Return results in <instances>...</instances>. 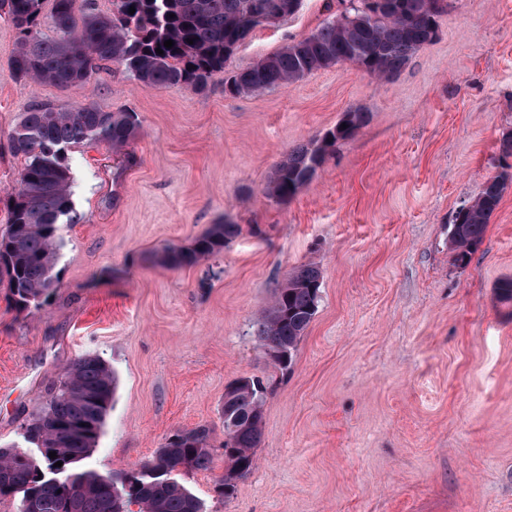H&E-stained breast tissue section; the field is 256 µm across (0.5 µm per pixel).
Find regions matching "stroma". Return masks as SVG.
<instances>
[{
    "label": "stroma",
    "instance_id": "1",
    "mask_svg": "<svg viewBox=\"0 0 512 512\" xmlns=\"http://www.w3.org/2000/svg\"><path fill=\"white\" fill-rule=\"evenodd\" d=\"M335 0L257 28L200 92L142 88L107 63L85 90L18 80L19 40L0 18V233L19 178L9 135L39 102L131 111L116 152L73 148L78 223L61 225V286L15 309L0 288V445L93 354L117 387L87 464L136 468L167 437L209 431L213 464L182 474L206 512H512V185L468 264L456 263L457 209L498 174L512 129V0H450L439 36L388 79L339 64L283 87L225 91L230 72L315 31ZM360 107L367 124L281 202L276 164ZM223 250L161 260L211 225ZM322 272L316 315L281 370L260 319L296 267ZM262 381L255 466L232 497L224 471L225 388Z\"/></svg>",
    "mask_w": 512,
    "mask_h": 512
}]
</instances>
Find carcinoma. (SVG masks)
I'll return each mask as SVG.
<instances>
[{"label": "carcinoma", "mask_w": 512, "mask_h": 512, "mask_svg": "<svg viewBox=\"0 0 512 512\" xmlns=\"http://www.w3.org/2000/svg\"><path fill=\"white\" fill-rule=\"evenodd\" d=\"M276 0H114L110 15L91 0H54V36L39 31L42 0H0V13L16 26L34 29L20 40L10 60L19 80L78 88L101 63L135 73L145 89L182 86L203 90L237 48L257 28L252 14ZM393 12L378 0H363L341 18L334 16L313 33L234 72L226 86L234 96L298 81L338 64H349L382 79L399 73L415 51L438 35V17L448 0H398ZM135 8L129 14V8ZM193 43H188V40ZM172 40L171 48L164 41ZM163 54L156 53V49ZM369 119L362 108L343 113L340 123L308 145L291 150L275 167L271 195L286 201L308 184L336 146L351 139ZM347 128H341V124ZM140 127L134 112H103L90 103L58 110L36 104L22 113L10 134L13 154L22 160L18 187L9 195L8 227L0 235V282L20 310L38 307L59 286L55 265L62 224L76 222L71 199L69 152L85 142L124 148ZM512 183V166L487 180L473 200L456 211L450 228L455 261L466 264L482 243L486 226ZM237 233L234 224H214L194 243L170 249L162 261L195 264L224 249ZM322 272L313 264L296 267L264 312L260 340L278 352L280 369L291 365L298 343L313 320ZM116 377L99 357L71 362L64 380L28 420L32 438L44 447L40 468L15 446L0 448V499L28 503L27 512H204L201 501L179 479L181 471L212 465L209 431L204 427L171 435L137 469L100 474L86 465L112 407ZM231 415L224 418V475L215 480L218 496L233 495L237 480L255 465L253 449L262 436L263 389L242 378L230 385ZM56 457H49V453ZM61 461L63 465L55 466Z\"/></svg>", "instance_id": "cac0c4a2"}]
</instances>
